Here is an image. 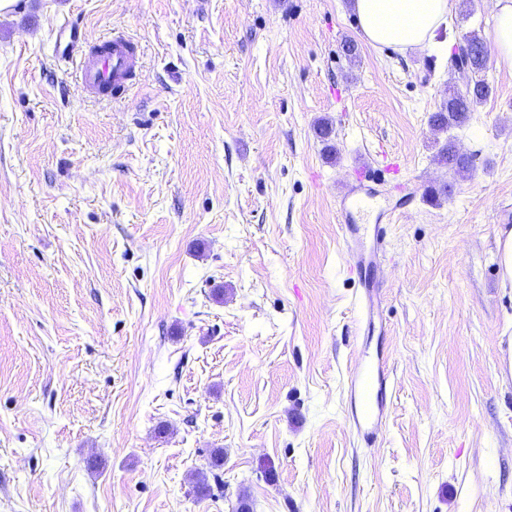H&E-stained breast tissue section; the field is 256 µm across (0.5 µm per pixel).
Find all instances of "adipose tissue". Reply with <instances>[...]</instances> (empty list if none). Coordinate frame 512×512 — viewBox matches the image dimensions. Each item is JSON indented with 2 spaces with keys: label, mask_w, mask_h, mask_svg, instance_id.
<instances>
[{
  "label": "adipose tissue",
  "mask_w": 512,
  "mask_h": 512,
  "mask_svg": "<svg viewBox=\"0 0 512 512\" xmlns=\"http://www.w3.org/2000/svg\"><path fill=\"white\" fill-rule=\"evenodd\" d=\"M349 6L368 43L404 50L429 43L455 0H350Z\"/></svg>",
  "instance_id": "obj_1"
}]
</instances>
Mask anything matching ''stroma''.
I'll list each match as a JSON object with an SVG mask.
<instances>
[{
    "label": "stroma",
    "mask_w": 512,
    "mask_h": 512,
    "mask_svg": "<svg viewBox=\"0 0 512 512\" xmlns=\"http://www.w3.org/2000/svg\"><path fill=\"white\" fill-rule=\"evenodd\" d=\"M347 2L0 13V512H512V69L489 63L463 127L430 124L469 80L449 43L491 40L493 0L405 52ZM64 20L138 43L124 94L83 96ZM450 140L472 170L434 162ZM381 148L399 174L355 194L363 226L398 210L369 336L338 219ZM379 353L367 443L347 388ZM497 253L502 278L512 283V228L499 231ZM390 390V374L382 358L377 356L376 361L356 367L349 386L350 419L357 436L365 442L376 438L379 425L387 415Z\"/></svg>",
    "instance_id": "35a3bbf8"
}]
</instances>
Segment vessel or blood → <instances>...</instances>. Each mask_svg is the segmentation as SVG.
I'll return each mask as SVG.
<instances>
[{"mask_svg":"<svg viewBox=\"0 0 512 512\" xmlns=\"http://www.w3.org/2000/svg\"><path fill=\"white\" fill-rule=\"evenodd\" d=\"M135 52V43L119 36L104 43L100 51L78 53L77 75L83 91L97 97L110 89L117 92L124 90L134 73ZM355 211V205H342L340 227L344 243L353 253L348 272L358 288V302L365 316L366 330L371 333L379 316V300L374 284L366 277V271L375 255L386 246L392 213L385 210L378 214L372 228L371 244L366 247L360 240ZM390 390V374L383 360L365 362L356 367L349 386L350 419L362 440L370 442L375 439L379 425L387 415Z\"/></svg>","mask_w":512,"mask_h":512,"instance_id":"vessel-or-blood-1","label":"vessel or blood"}]
</instances>
